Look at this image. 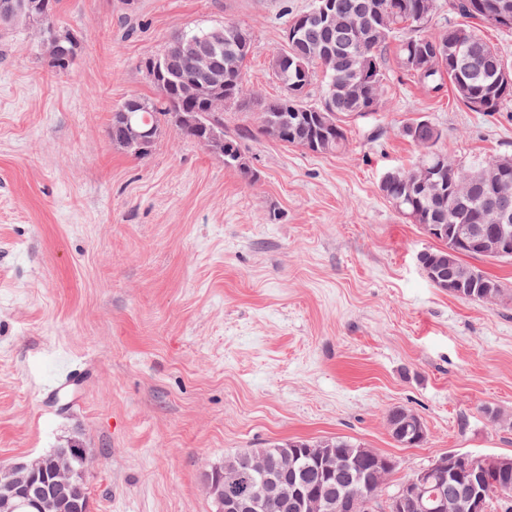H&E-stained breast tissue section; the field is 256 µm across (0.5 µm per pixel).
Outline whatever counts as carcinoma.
Wrapping results in <instances>:
<instances>
[{
    "instance_id": "cac0c4a2",
    "label": "carcinoma",
    "mask_w": 512,
    "mask_h": 512,
    "mask_svg": "<svg viewBox=\"0 0 512 512\" xmlns=\"http://www.w3.org/2000/svg\"><path fill=\"white\" fill-rule=\"evenodd\" d=\"M504 0H450V9L457 21L441 29H430L435 11L430 0H313L308 13L313 15L299 28L288 48H280L272 58L278 67L272 73L282 84V94L274 99L248 94L244 84V70L224 73V111L216 112L209 106L212 88L200 76L192 58L179 53L176 48L188 41L206 46L205 36L214 27H193L171 37L163 48L141 60L139 68L154 89V96H131L112 113L108 130L112 144L128 155L144 158L129 144L128 125L153 129L161 135L164 128L175 124L180 115H190L191 121L178 127L177 133L198 145L209 135L222 140L220 158L224 166L238 170L244 177L256 178L244 156L238 155V141L224 133V112L228 110L257 111L263 113L261 133L266 125L280 127L279 141L296 145L309 135L324 142L321 154H331L346 148V119L355 114L376 112L383 106L386 81V54L392 42H398L397 62L399 69L420 84L438 92L449 84L458 100L471 111L501 112L512 103V64L506 61L493 46L477 33L476 23L490 24L489 16L502 6ZM48 10V22L61 34L70 32L59 18L60 0H44ZM224 29L239 30L246 41L241 50L235 41L224 42V53H242L241 66H246L252 53L251 29L239 22L227 21ZM84 52V43L78 42L74 54L61 59L48 60L57 71L69 70ZM364 55L373 60L375 73L366 91L361 95L340 92V88L354 82L352 58ZM508 75V84L501 76ZM185 81L198 85V95L186 99L181 91ZM317 83L319 101H307V89ZM481 101V108L474 107ZM333 114V126L322 127L318 113ZM403 136L419 149L420 166L437 167L447 188L465 187L469 196L460 211L454 212V226L469 228L478 225L492 234L497 220L492 212V187L481 180L482 169L489 164L497 165L502 179L512 181V157L472 159L453 162L447 154L437 149L441 138L439 128L428 118L413 120L402 128ZM393 182L385 188L391 201L400 202L399 212L420 211L425 224H443L448 220V197L426 200L412 192L406 181L410 172L393 170ZM472 247H462L455 260L461 269L476 273L484 282L504 288L499 281L463 261L465 257H478ZM487 504H497L500 512H512V474L493 475L486 495Z\"/></svg>"
}]
</instances>
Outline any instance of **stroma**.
<instances>
[{
	"label": "stroma",
	"mask_w": 512,
	"mask_h": 512,
	"mask_svg": "<svg viewBox=\"0 0 512 512\" xmlns=\"http://www.w3.org/2000/svg\"><path fill=\"white\" fill-rule=\"evenodd\" d=\"M311 0H61L85 53L52 71L30 32L0 29V465L86 449L90 512H214L205 474L246 448L342 436L392 457L388 483L448 452L512 454V259L476 258L494 303L435 287L437 247L381 193L425 116L452 158L512 154V106L473 112L388 65L385 106L350 120L335 154L229 111L256 173L164 129L142 159L112 112L154 90L139 70L180 31L235 19L254 34L245 85L269 68L284 11ZM87 375L56 395L54 361ZM422 419L403 448L389 410Z\"/></svg>",
	"instance_id": "35a3bbf8"
}]
</instances>
